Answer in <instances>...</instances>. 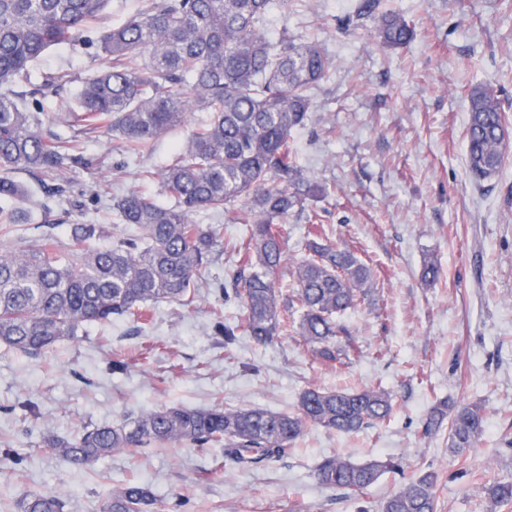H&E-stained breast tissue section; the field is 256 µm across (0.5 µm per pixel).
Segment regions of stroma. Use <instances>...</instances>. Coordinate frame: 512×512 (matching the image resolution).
Returning <instances> with one entry per match:
<instances>
[{
	"label": "stroma",
	"mask_w": 512,
	"mask_h": 512,
	"mask_svg": "<svg viewBox=\"0 0 512 512\" xmlns=\"http://www.w3.org/2000/svg\"><path fill=\"white\" fill-rule=\"evenodd\" d=\"M355 0H277L264 25L271 35L289 32L316 40L333 63L311 91L313 109L294 134L296 161L327 189L313 201L328 234L353 244L375 271L377 288L343 322L355 338L344 363L317 360L299 336L260 345L239 335L225 350L212 335L214 320L237 323V302L220 298L234 255H219L206 271L194 305H153L149 320L87 323L76 335L38 358L0 346V443L15 462L0 464V512H18L25 494L53 490L67 512H98L102 500L130 479L176 502L177 512H379L402 483L383 474L363 494L342 497L323 488L316 466L335 455L354 463L397 456L408 468L422 465L441 476L438 512H488L477 485L459 473L460 459L446 434L423 433L437 401L479 400L485 432L471 455L492 475L512 480V155L479 189L465 161L467 93L491 85L512 127V0H381L415 27L408 45L390 49L370 23L349 22ZM106 65L91 45L49 51L39 72H68L72 95L92 63ZM44 126L76 144L89 163L72 168L63 198L49 196L51 178L22 173L34 206L26 223L0 244L23 250L38 226L111 224L107 199L139 192L160 197L158 182L142 170L171 158L189 135L182 126L138 156L115 151L107 132L82 131L48 113ZM441 268L424 284L425 259ZM128 363L109 368L113 355ZM360 389L383 386L395 412L380 428L344 436L309 428L285 462L254 470L231 469L220 448L145 449L86 465L65 462L46 440L84 424H114L166 406L208 408L258 405L294 410L309 385ZM38 406L22 412L19 401Z\"/></svg>",
	"instance_id": "stroma-1"
}]
</instances>
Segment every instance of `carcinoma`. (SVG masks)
<instances>
[{
    "label": "carcinoma",
    "mask_w": 512,
    "mask_h": 512,
    "mask_svg": "<svg viewBox=\"0 0 512 512\" xmlns=\"http://www.w3.org/2000/svg\"><path fill=\"white\" fill-rule=\"evenodd\" d=\"M109 0H0V198L20 206L0 212V230L26 219V202L15 172L46 173L58 181L87 159L44 129L45 108L86 130L102 129L128 155L188 121L206 116L156 173L167 206L130 192L112 201L121 224L132 232L98 245V224H73L66 243L43 231L22 252L0 247V343L32 358L74 335L85 322L117 318L146 320L159 302L189 306L198 279L224 252V238L203 212L232 211L247 225L248 243L238 247L223 284L226 300L243 308L239 324H214L228 350L238 330L258 344L293 329L310 352L325 363L342 362L355 338L337 317L368 298L372 269L347 243L333 244L308 203L325 187L294 161L293 133L305 126L313 101L310 90L330 68L320 44L283 36L274 41L264 28L273 0H150L125 23L97 29ZM356 18L373 25L376 39L399 48L414 39L404 17L380 11V0H359ZM99 31L106 67L89 68L77 94L64 97L67 76H32L52 47L76 45ZM466 124V166L483 185L508 157L506 110L495 90L470 89ZM241 207H236V203ZM299 218L308 224L305 256L293 271L295 287L282 289L280 270L286 248L278 225ZM393 398L381 387L339 391L310 385L297 411L259 406L207 409L164 407L117 424L85 425L48 441L73 465L114 452L130 456L146 448L224 445V465L239 469L283 462L292 444L310 427L356 434L382 426ZM486 407L482 402L441 400L426 419L424 435L448 427V445L461 455L479 447ZM401 474V460L354 464L328 456L317 467L329 490L356 494L384 472ZM439 475L416 469L380 512H437ZM481 489L491 508L512 504V481L488 479ZM20 512H66L55 492L24 496ZM174 508L137 481H128L100 505V512H171Z\"/></svg>",
    "instance_id": "obj_1"
}]
</instances>
